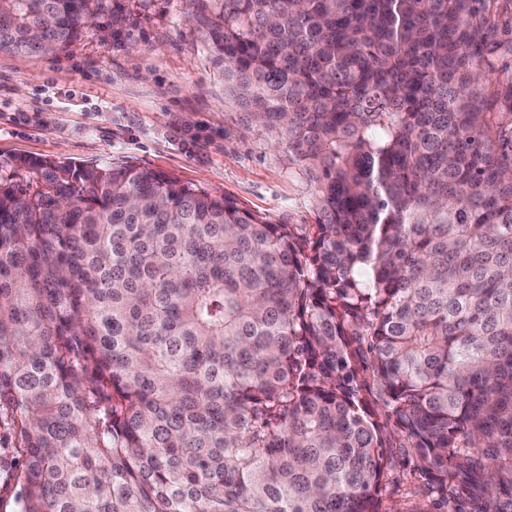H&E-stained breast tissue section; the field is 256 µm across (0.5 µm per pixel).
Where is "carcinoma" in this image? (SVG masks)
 I'll return each instance as SVG.
<instances>
[{"instance_id":"carcinoma-1","label":"carcinoma","mask_w":512,"mask_h":512,"mask_svg":"<svg viewBox=\"0 0 512 512\" xmlns=\"http://www.w3.org/2000/svg\"><path fill=\"white\" fill-rule=\"evenodd\" d=\"M489 0H190L312 224L151 169L0 165L18 512H379V403L427 490L512 512V85ZM97 0H0V50ZM481 448L488 462L475 461ZM511 17V5L507 0H500L497 12L493 9L491 17L497 36L484 43L481 58L482 67H488L501 80L510 79L512 76V53L503 46L500 38L503 26L511 21Z\"/></svg>"}]
</instances>
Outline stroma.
<instances>
[{
    "mask_svg": "<svg viewBox=\"0 0 512 512\" xmlns=\"http://www.w3.org/2000/svg\"><path fill=\"white\" fill-rule=\"evenodd\" d=\"M188 0H101L69 50L19 57L0 51V163L17 155L124 163L229 195L274 223L312 221L306 171L255 125L186 21ZM122 15V26L112 24ZM384 512H475L452 485L425 494L407 449L392 447ZM12 427L0 420V512L21 491Z\"/></svg>",
    "mask_w": 512,
    "mask_h": 512,
    "instance_id": "obj_1",
    "label": "stroma"
}]
</instances>
